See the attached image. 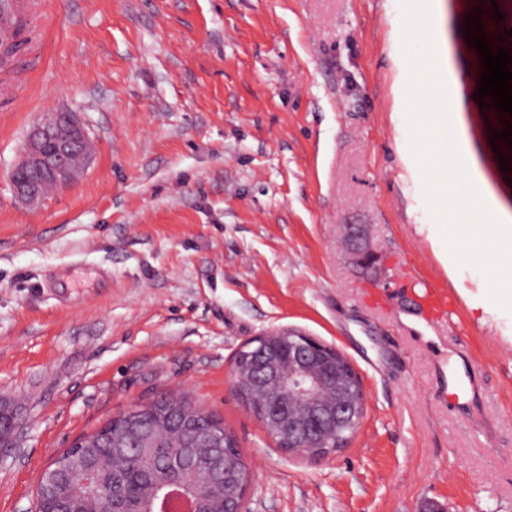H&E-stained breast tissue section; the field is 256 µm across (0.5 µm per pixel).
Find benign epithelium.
<instances>
[{
    "label": "benign epithelium",
    "mask_w": 512,
    "mask_h": 512,
    "mask_svg": "<svg viewBox=\"0 0 512 512\" xmlns=\"http://www.w3.org/2000/svg\"><path fill=\"white\" fill-rule=\"evenodd\" d=\"M88 136L74 113H66L64 130L56 134L43 122L34 124L26 141L21 161L12 169L10 181L23 200L36 201L38 186L21 177L25 170H36L58 177L63 174V159ZM344 235L353 246L357 261L373 265L377 255L363 247L364 226L344 225ZM240 351L250 354V362H234L232 388L247 392L245 403L258 401L268 406L263 422L267 433L289 455L318 464L336 454L330 441L359 421L365 411V395L360 378L349 359L336 347L301 331L279 327L246 342ZM170 429L158 436L141 422L130 419L124 433L112 434V447L122 448L129 434L136 435L140 448L152 449L151 456L162 458L168 470L162 483H148L152 491L180 487L185 468L199 452L192 435V424L167 412ZM17 428L12 414L0 410V444L9 440ZM213 481L208 484L209 501L202 493L184 496L192 512H247V493L252 482L248 467L228 455L209 458ZM95 490L111 497L110 512H132L123 488L121 470L112 471V487L96 483Z\"/></svg>",
    "instance_id": "obj_1"
}]
</instances>
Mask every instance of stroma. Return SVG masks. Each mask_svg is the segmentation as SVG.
Returning a JSON list of instances; mask_svg holds the SVG:
<instances>
[{
  "label": "stroma",
  "instance_id": "1",
  "mask_svg": "<svg viewBox=\"0 0 512 512\" xmlns=\"http://www.w3.org/2000/svg\"><path fill=\"white\" fill-rule=\"evenodd\" d=\"M41 59L0 111V512H35L44 469L162 392L220 418L253 474L248 512H512V313L442 258L406 128L398 0H43ZM512 54V0H483ZM471 0L433 24L481 189L512 225V147L473 94ZM85 123L80 178L39 204L10 172L45 113ZM362 224L378 260L343 245ZM427 277L453 297L421 318ZM274 327L340 349L364 419L318 464L280 450L232 389L238 349Z\"/></svg>",
  "mask_w": 512,
  "mask_h": 512
}]
</instances>
